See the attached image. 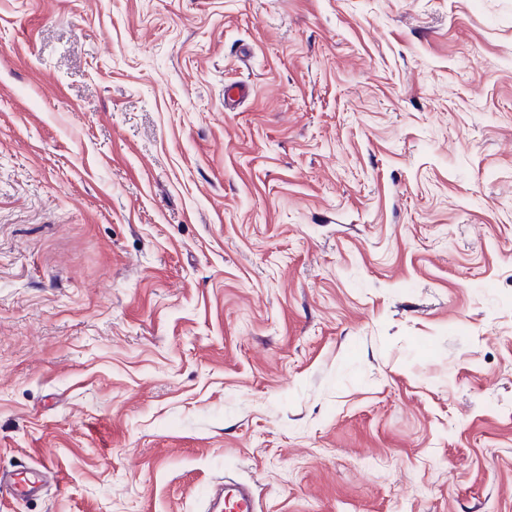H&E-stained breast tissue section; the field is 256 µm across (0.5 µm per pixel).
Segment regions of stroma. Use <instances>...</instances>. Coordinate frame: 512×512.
Listing matches in <instances>:
<instances>
[{
	"label": "stroma",
	"mask_w": 512,
	"mask_h": 512,
	"mask_svg": "<svg viewBox=\"0 0 512 512\" xmlns=\"http://www.w3.org/2000/svg\"><path fill=\"white\" fill-rule=\"evenodd\" d=\"M26 468L0 512H207L227 477L512 512V0H0Z\"/></svg>",
	"instance_id": "1"
}]
</instances>
